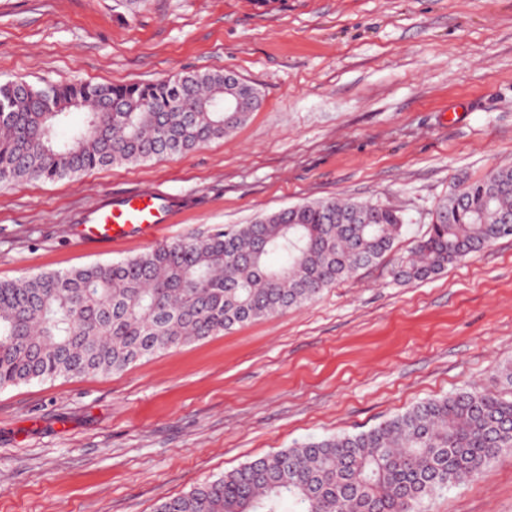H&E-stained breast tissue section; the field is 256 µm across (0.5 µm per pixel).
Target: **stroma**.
<instances>
[{"label":"stroma","instance_id":"obj_1","mask_svg":"<svg viewBox=\"0 0 512 512\" xmlns=\"http://www.w3.org/2000/svg\"><path fill=\"white\" fill-rule=\"evenodd\" d=\"M216 70L263 95L230 135L0 189V279L328 198L401 210L404 254L452 184L512 164V0H0V81ZM147 185L172 202L158 238L79 246L96 205ZM390 268L118 373L0 388V512H155L270 452L491 383L512 360V236L421 283ZM423 512H512V452Z\"/></svg>","mask_w":512,"mask_h":512}]
</instances>
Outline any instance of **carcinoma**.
Wrapping results in <instances>:
<instances>
[{"mask_svg":"<svg viewBox=\"0 0 512 512\" xmlns=\"http://www.w3.org/2000/svg\"><path fill=\"white\" fill-rule=\"evenodd\" d=\"M236 96L239 111L212 112ZM84 115L61 140L72 103ZM122 108L107 111V104ZM59 108L47 111L48 105ZM255 87L226 73L155 83H0V186L56 181L145 162L222 139L260 108ZM512 165L456 185L414 249L394 259L398 284L421 282L509 235ZM394 209L336 198L306 202L160 244L120 261L0 279V388L112 374L186 343L291 307L391 254ZM512 450V362L493 387L428 399L373 427L310 439L161 501L155 512H419L426 499L485 474Z\"/></svg>","mask_w":512,"mask_h":512,"instance_id":"carcinoma-1","label":"carcinoma"}]
</instances>
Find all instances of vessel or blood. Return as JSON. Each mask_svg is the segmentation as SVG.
Here are the masks:
<instances>
[{
	"label": "vessel or blood",
	"instance_id": "obj_1",
	"mask_svg": "<svg viewBox=\"0 0 512 512\" xmlns=\"http://www.w3.org/2000/svg\"><path fill=\"white\" fill-rule=\"evenodd\" d=\"M166 214L159 190L143 187L123 195L118 204H103L90 215L82 241L87 245H108L141 232L157 235Z\"/></svg>",
	"mask_w": 512,
	"mask_h": 512
}]
</instances>
